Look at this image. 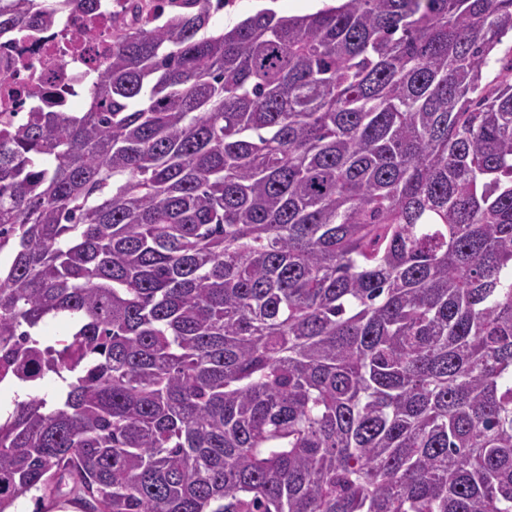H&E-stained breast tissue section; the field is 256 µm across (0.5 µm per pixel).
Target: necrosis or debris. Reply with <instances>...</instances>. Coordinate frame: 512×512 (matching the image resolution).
I'll use <instances>...</instances> for the list:
<instances>
[{
    "mask_svg": "<svg viewBox=\"0 0 512 512\" xmlns=\"http://www.w3.org/2000/svg\"><path fill=\"white\" fill-rule=\"evenodd\" d=\"M131 17L130 0H83L34 34L0 38V120L16 123L49 109L83 111L86 91L112 52L113 23Z\"/></svg>",
    "mask_w": 512,
    "mask_h": 512,
    "instance_id": "4bbe7bcc",
    "label": "necrosis or debris"
}]
</instances>
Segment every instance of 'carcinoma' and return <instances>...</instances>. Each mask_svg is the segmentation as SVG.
<instances>
[{
    "label": "carcinoma",
    "mask_w": 512,
    "mask_h": 512,
    "mask_svg": "<svg viewBox=\"0 0 512 512\" xmlns=\"http://www.w3.org/2000/svg\"><path fill=\"white\" fill-rule=\"evenodd\" d=\"M170 2L0 127V512H512V0ZM266 0H233L230 5H224V12L218 14L213 22L217 26L233 25L246 17L265 9ZM276 3V8L273 9L278 15L294 16L306 15L317 12L328 6L316 9L312 4V0H271ZM16 510L21 512H35L36 510L39 512H57L59 510H62L63 512H84L83 507L73 504L71 500H67L64 497L57 495H52L49 492L43 495L38 506L35 505L33 500H31V496H28L20 502L18 509Z\"/></svg>",
    "instance_id": "1"
}]
</instances>
